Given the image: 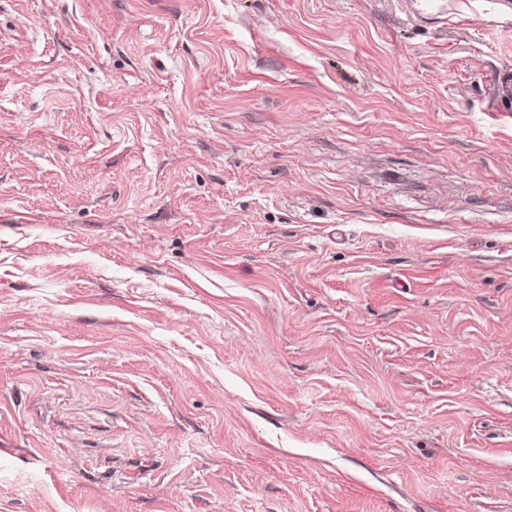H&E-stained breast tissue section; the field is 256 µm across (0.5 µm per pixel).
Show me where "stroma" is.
Returning <instances> with one entry per match:
<instances>
[{
	"label": "stroma",
	"mask_w": 512,
	"mask_h": 512,
	"mask_svg": "<svg viewBox=\"0 0 512 512\" xmlns=\"http://www.w3.org/2000/svg\"><path fill=\"white\" fill-rule=\"evenodd\" d=\"M0 512H512V0H0Z\"/></svg>",
	"instance_id": "35a3bbf8"
}]
</instances>
